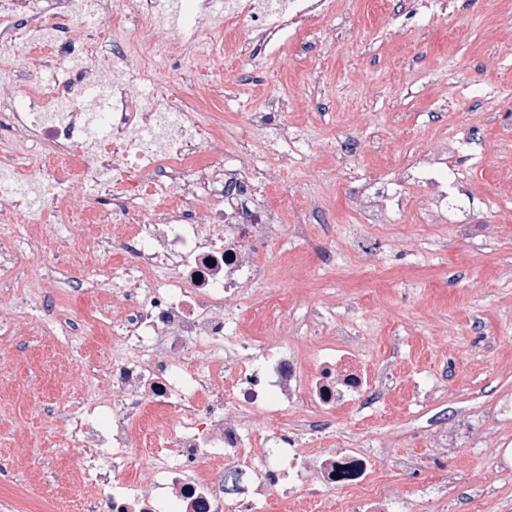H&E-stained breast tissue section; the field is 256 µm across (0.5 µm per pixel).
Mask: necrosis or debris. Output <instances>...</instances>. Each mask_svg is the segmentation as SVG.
<instances>
[{
  "instance_id": "obj_1",
  "label": "necrosis or debris",
  "mask_w": 512,
  "mask_h": 512,
  "mask_svg": "<svg viewBox=\"0 0 512 512\" xmlns=\"http://www.w3.org/2000/svg\"><path fill=\"white\" fill-rule=\"evenodd\" d=\"M104 2L62 0L54 36L41 47L28 0H0V98L36 103L0 149L34 136L44 154L66 157L73 209L106 172L112 192L159 202L119 235L124 260L98 282L122 299L124 313L101 385L65 415L88 489L76 512H258L271 500L289 512H395L397 497L374 486L380 453L369 438L326 448V426L287 414L303 406L332 418L377 403L396 376L371 367L350 320L335 335L311 337L305 350L241 334L243 318L284 323L294 307L287 294H257L266 247L282 230L278 214L252 181L202 155L201 145L221 138L216 123L137 94L169 71L223 72L226 56L326 17L333 0H234L223 27L233 32L246 18L250 34L220 45L208 14L185 33L149 9L139 17L147 34L137 51L113 53L108 65L82 21ZM161 56L169 71L158 68ZM52 60L72 69L61 89L12 77L14 66L33 73ZM270 417L282 420L271 432L262 425Z\"/></svg>"
}]
</instances>
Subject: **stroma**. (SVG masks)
Segmentation results:
<instances>
[{
    "label": "stroma",
    "mask_w": 512,
    "mask_h": 512,
    "mask_svg": "<svg viewBox=\"0 0 512 512\" xmlns=\"http://www.w3.org/2000/svg\"><path fill=\"white\" fill-rule=\"evenodd\" d=\"M334 14L278 44L225 62L211 79L208 110L224 127V164L253 179L281 217L267 248L269 285L297 294L283 334L297 343L328 336L356 314L374 367L420 372L445 387L417 407L395 394L374 407L337 414L330 448L357 430L384 451L376 488L414 497L456 481L442 512H512V423L495 403L512 398V0H465L442 14L417 0H335ZM359 13L350 27L338 14ZM405 29L402 44L387 41ZM294 68L281 73L277 57ZM499 67L483 69L486 56ZM294 110L267 116V102ZM291 137L283 139L280 127ZM447 151L448 192L460 201L440 214L428 184H405L408 167L433 148ZM276 168L274 186L265 171ZM394 184L405 210L364 208L366 189ZM111 225L83 226L64 209L52 224L27 216L16 240L22 268L0 276V308L15 307L0 334V512L63 507L83 495L78 451L61 410H73L97 383L112 347L101 324L119 309L105 302L74 333L65 316L89 306L105 260L95 244ZM459 415L467 434L447 458L432 455L427 426ZM492 426V434L470 428ZM417 458L415 470L395 458Z\"/></svg>",
    "instance_id": "1"
}]
</instances>
